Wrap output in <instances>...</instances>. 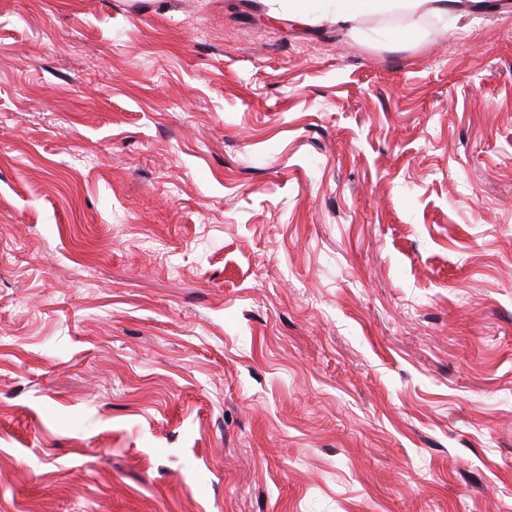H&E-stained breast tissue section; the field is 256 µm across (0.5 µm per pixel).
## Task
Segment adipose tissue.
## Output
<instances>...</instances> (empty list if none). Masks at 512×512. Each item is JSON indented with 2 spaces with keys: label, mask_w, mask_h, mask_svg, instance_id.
I'll list each match as a JSON object with an SVG mask.
<instances>
[{
  "label": "adipose tissue",
  "mask_w": 512,
  "mask_h": 512,
  "mask_svg": "<svg viewBox=\"0 0 512 512\" xmlns=\"http://www.w3.org/2000/svg\"><path fill=\"white\" fill-rule=\"evenodd\" d=\"M484 0H333L330 10L313 17L323 27L356 28L371 12L396 11L416 16L463 15L482 9Z\"/></svg>",
  "instance_id": "ef3b65f1"
}]
</instances>
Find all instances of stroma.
<instances>
[{
	"label": "stroma",
	"instance_id": "obj_1",
	"mask_svg": "<svg viewBox=\"0 0 512 512\" xmlns=\"http://www.w3.org/2000/svg\"><path fill=\"white\" fill-rule=\"evenodd\" d=\"M0 0V512H512V0ZM295 2L294 14L302 21L322 27L354 29L360 20L370 12L396 11L416 16H462L473 10H480L484 0H333L330 10L308 19L304 0Z\"/></svg>",
	"mask_w": 512,
	"mask_h": 512
}]
</instances>
